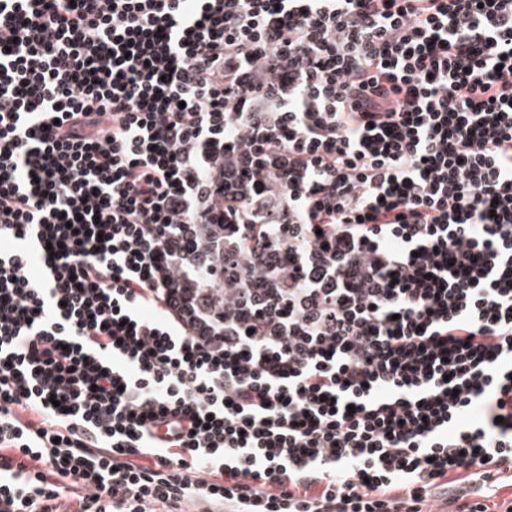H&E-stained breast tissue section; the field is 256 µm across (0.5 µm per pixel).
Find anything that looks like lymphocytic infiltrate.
<instances>
[{"label": "lymphocytic infiltrate", "mask_w": 512, "mask_h": 512, "mask_svg": "<svg viewBox=\"0 0 512 512\" xmlns=\"http://www.w3.org/2000/svg\"><path fill=\"white\" fill-rule=\"evenodd\" d=\"M512 0H0V512H492Z\"/></svg>", "instance_id": "1"}]
</instances>
